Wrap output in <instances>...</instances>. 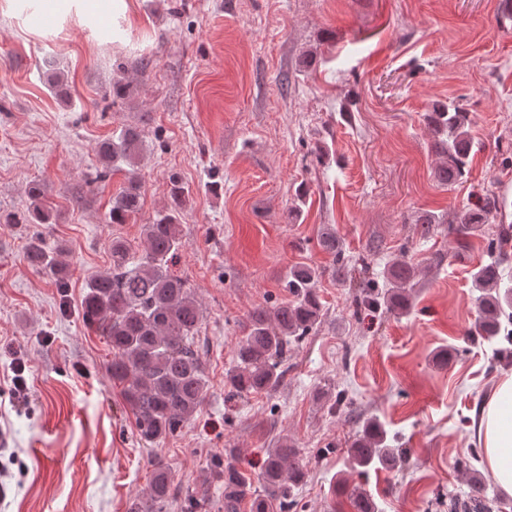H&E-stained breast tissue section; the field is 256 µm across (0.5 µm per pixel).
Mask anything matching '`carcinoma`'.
<instances>
[{"instance_id": "cac0c4a2", "label": "carcinoma", "mask_w": 512, "mask_h": 512, "mask_svg": "<svg viewBox=\"0 0 512 512\" xmlns=\"http://www.w3.org/2000/svg\"><path fill=\"white\" fill-rule=\"evenodd\" d=\"M435 134L439 156L434 177L442 185L461 180L473 151L472 119L469 112L452 103L438 104L427 115ZM142 134L137 126L124 128L119 136L101 142L97 155L103 170L118 162L131 166L127 181L112 195L106 218L109 224H125L142 207L140 178L133 166L142 151ZM172 205L161 217L142 225L143 249L131 252L125 240L114 237L110 246L109 269L89 278L81 306L84 324L105 336L112 347L108 372L121 385L123 401L132 414L141 443L154 446L183 427L203 406L208 382L201 353L194 339L202 324V310L187 282L173 273L171 265L183 246L178 215L185 195L179 176H169ZM32 203L19 214H6V224H50L54 212L37 184L29 187ZM507 208L506 200L486 194L457 211L451 223L458 232L470 234L493 224ZM489 248L496 253L480 263L471 274L479 291L478 320L470 336L495 345L493 353L512 358V287H501V245L512 237V224H499ZM319 245L331 253L337 274L356 284L352 315L385 311L403 315L411 308V291L417 271L404 258L394 260L382 272L386 287L376 285L365 258L350 260L336 246V235L322 234ZM64 249H50L39 233L26 243L24 257L35 270L51 277L64 288L71 276ZM321 273L309 263L293 265L284 282L291 299L272 309L256 308L248 316L244 336L238 342L234 364L227 373V397L241 398L266 393L280 383L288 352L321 322L317 285ZM409 449L387 443V431L379 418L363 421L358 437L348 448V461L354 472H392L404 468ZM469 483L467 498H450L448 512H491L492 500L481 473L471 461L459 463ZM224 479V512H297L295 489L305 478L294 443L283 439L266 451L263 468L252 479L234 464L220 469ZM172 479L168 469L154 465L144 503H135L130 512H168ZM341 495L352 512H379L373 494L362 484L346 485Z\"/></svg>"}]
</instances>
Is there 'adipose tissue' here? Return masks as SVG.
Returning a JSON list of instances; mask_svg holds the SVG:
<instances>
[{"instance_id":"ef3b65f1","label":"adipose tissue","mask_w":512,"mask_h":512,"mask_svg":"<svg viewBox=\"0 0 512 512\" xmlns=\"http://www.w3.org/2000/svg\"><path fill=\"white\" fill-rule=\"evenodd\" d=\"M0 12L14 18H45L53 30L71 20L109 43L127 18L128 0H0ZM487 469L500 491L512 497V374L502 378L473 419Z\"/></svg>"}]
</instances>
